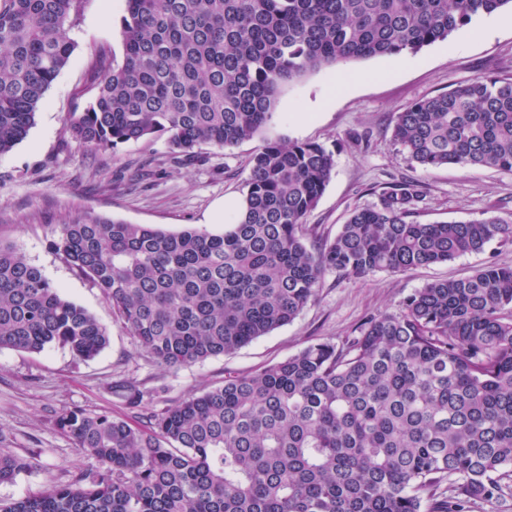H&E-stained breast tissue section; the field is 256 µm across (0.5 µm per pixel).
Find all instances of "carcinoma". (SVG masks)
Returning a JSON list of instances; mask_svg holds the SVG:
<instances>
[{
	"label": "carcinoma",
	"mask_w": 512,
	"mask_h": 512,
	"mask_svg": "<svg viewBox=\"0 0 512 512\" xmlns=\"http://www.w3.org/2000/svg\"><path fill=\"white\" fill-rule=\"evenodd\" d=\"M80 0H0V154L23 141L67 65ZM512 0H125L124 59L66 129L116 150L162 138L172 158L231 148L270 121L281 87L352 60L416 53ZM395 141L424 170L512 171V79L476 77L397 113ZM316 142L268 141L224 232H168L94 214L55 230L53 249L90 279L137 346L178 370L292 322L326 272L365 277L512 244V220L420 224L404 181L307 242L306 218L334 169ZM109 332L43 271L0 242V349L50 345L88 360ZM130 409L144 392L112 386ZM55 426L96 468L0 512H465L512 469V267L430 282L341 345L191 395L139 427L71 409ZM33 459L0 452V484Z\"/></svg>",
	"instance_id": "cac0c4a2"
}]
</instances>
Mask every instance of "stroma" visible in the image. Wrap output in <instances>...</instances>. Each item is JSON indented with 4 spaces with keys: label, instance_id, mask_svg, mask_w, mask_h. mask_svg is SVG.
<instances>
[{
    "label": "stroma",
    "instance_id": "stroma-1",
    "mask_svg": "<svg viewBox=\"0 0 512 512\" xmlns=\"http://www.w3.org/2000/svg\"><path fill=\"white\" fill-rule=\"evenodd\" d=\"M105 8L115 18L109 27L98 21ZM124 8V0H81L69 62L47 91L27 137L0 155V241L18 248L110 334L108 346L89 360L59 346L38 353L0 349V449L35 459L32 469L0 484L2 500L38 496L93 466L54 420L74 408L127 416L111 391L117 381H136L145 391L133 413L143 424L227 376L254 372L312 343H342L356 335L367 316L399 312L403 300L428 282L463 278L491 263L512 266V246L493 245L445 264L364 278L330 271L317 299L291 323L229 355L178 370L158 367L137 347L99 288L52 248L57 226L92 213L170 232L205 228L218 202L242 201L249 160L268 140L318 142L334 153L331 179L306 219L315 237H334L352 210L378 205L388 186L406 178L422 183L413 221L510 216L512 171L457 165L421 170L394 141L392 129L397 112L416 99L476 77L512 78V9L477 16L447 40L416 53L307 73L282 89L271 121L258 136L221 151L205 148V164L179 165L161 139L94 154L71 142L65 131L67 114L82 111L96 93V60L123 62L119 20Z\"/></svg>",
    "mask_w": 512,
    "mask_h": 512
}]
</instances>
